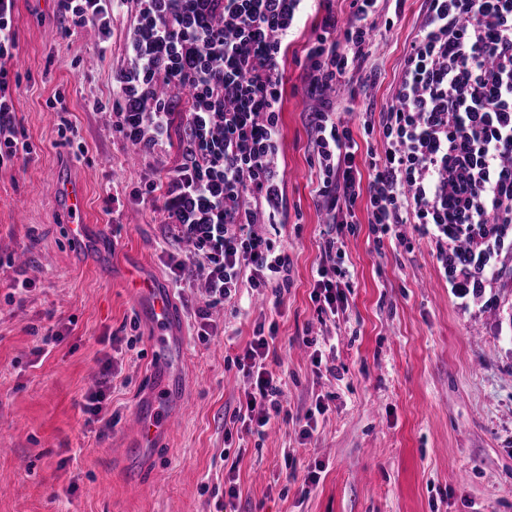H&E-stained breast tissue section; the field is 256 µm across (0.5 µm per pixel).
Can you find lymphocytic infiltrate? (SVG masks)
I'll return each instance as SVG.
<instances>
[{"label":"lymphocytic infiltrate","mask_w":512,"mask_h":512,"mask_svg":"<svg viewBox=\"0 0 512 512\" xmlns=\"http://www.w3.org/2000/svg\"><path fill=\"white\" fill-rule=\"evenodd\" d=\"M17 0H0V166L31 154L19 143L7 68L18 54ZM381 0H57L61 17L108 45L114 15H126L125 63L112 80V131L155 161L146 198L159 202L168 234L192 244L191 259L169 256L176 287L204 285L193 311L199 335L209 310L244 288L289 287L292 260L269 237L282 221L278 165L283 73L280 62L302 19L314 17L304 85L314 200L326 217L311 299L332 319L348 306L345 238L364 203L375 243H407L412 226L433 247L457 299L512 281V0H425L383 112H364L362 151L332 92L359 75L372 53ZM186 87V108L152 97L162 84ZM180 125L182 160L159 166ZM273 336L256 330L235 363L254 384L232 420L267 427L283 409L282 384L264 366Z\"/></svg>","instance_id":"1"}]
</instances>
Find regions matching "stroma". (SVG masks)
<instances>
[{"label":"stroma","instance_id":"35a3bbf8","mask_svg":"<svg viewBox=\"0 0 512 512\" xmlns=\"http://www.w3.org/2000/svg\"><path fill=\"white\" fill-rule=\"evenodd\" d=\"M424 0H382L369 60L375 84L343 85V112H381ZM23 67L11 68L19 141L29 160L0 168V512H218L224 475L236 467L234 512H512V285L461 303L426 240L376 246L365 208L346 241V311L321 322L310 299L324 220L313 188L305 114V37L289 46L281 169L285 214L270 235L292 262L280 301L241 300L213 309L202 338L183 316L186 411L138 481L125 472L127 418L150 386V325L124 284L137 261L169 287L162 216L135 190L152 169L112 134V75L124 61L126 20L112 19L99 48L66 35L56 0H17ZM63 93L66 116L50 102ZM77 130L59 133L61 120ZM84 185L87 221L115 246L97 258L73 252L55 203L54 174ZM30 281L13 289L14 278ZM275 324L267 367L286 396L263 435L225 429L250 385L234 361L258 325ZM114 423L97 435L79 404L105 354ZM322 405L310 438L305 415ZM318 472L310 483L309 472Z\"/></svg>","mask_w":512,"mask_h":512}]
</instances>
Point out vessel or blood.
Here are the masks:
<instances>
[{
    "mask_svg": "<svg viewBox=\"0 0 512 512\" xmlns=\"http://www.w3.org/2000/svg\"><path fill=\"white\" fill-rule=\"evenodd\" d=\"M55 181L57 204L69 216L66 226L69 239L88 253L105 252V240L91 235L80 181L62 172L56 173ZM127 284L147 313L152 328L150 352L153 371L161 377L158 386L141 399L129 419L134 431V451L142 455L166 440L177 421L184 380L171 373L170 368L173 362L182 359L183 347L175 331L179 318L169 289L160 287L137 265L129 266Z\"/></svg>",
    "mask_w": 512,
    "mask_h": 512,
    "instance_id": "obj_1",
    "label": "vessel or blood"
}]
</instances>
